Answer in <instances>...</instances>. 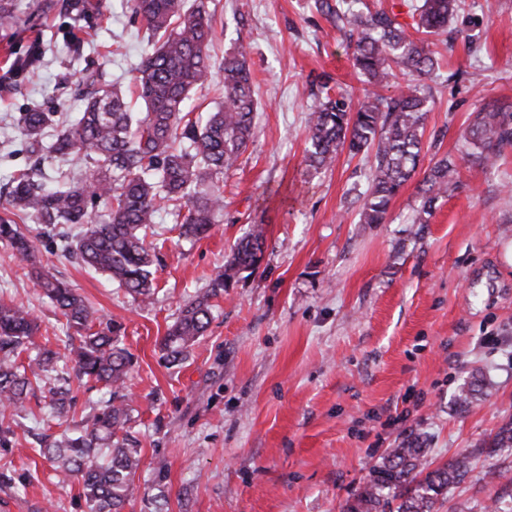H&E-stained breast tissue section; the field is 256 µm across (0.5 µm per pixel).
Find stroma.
I'll use <instances>...</instances> for the list:
<instances>
[{
    "mask_svg": "<svg viewBox=\"0 0 512 512\" xmlns=\"http://www.w3.org/2000/svg\"><path fill=\"white\" fill-rule=\"evenodd\" d=\"M16 2L0 20V216L7 181L30 162L13 118L32 108L76 117L86 71L125 87L151 50L125 0H95L77 57L67 0ZM206 5L214 59L250 46L257 102L255 136L224 178L223 217L192 243L159 214L147 236L160 258L148 305L49 242L39 258L123 325L134 356L127 430L142 464L123 512H340L401 441L422 440L436 467L512 420V146L491 168L461 162L428 223L414 221L425 171L459 157L485 102L512 104V0H465L454 41L438 43L422 161L382 224L358 221L369 159L344 152L319 172L305 163L321 75L337 92L362 87L335 19L315 0ZM29 57L33 82L15 73ZM254 224L265 229L259 269L225 289L187 358L166 364L162 337ZM9 254L0 242V297L29 307L42 335L62 334L63 318ZM482 377L490 387L459 408L458 387ZM41 418L29 402L0 446V512H91L81 485L62 484L37 454ZM510 497L512 457L483 455L440 512Z\"/></svg>",
    "mask_w": 512,
    "mask_h": 512,
    "instance_id": "stroma-1",
    "label": "stroma"
}]
</instances>
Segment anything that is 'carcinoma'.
<instances>
[{"label":"carcinoma","instance_id":"carcinoma-1","mask_svg":"<svg viewBox=\"0 0 512 512\" xmlns=\"http://www.w3.org/2000/svg\"><path fill=\"white\" fill-rule=\"evenodd\" d=\"M141 19L152 52L136 68L134 93L143 111L136 112L127 93L87 72L78 86L85 107L73 122L51 112H21L15 125L34 157L11 179V207L37 221L36 234L0 217V242L12 257L29 267L43 297L65 319V334L36 345L40 326L29 310L0 298V446L14 434L12 424L27 411L33 385L68 368L61 385L49 387L48 418L67 421L77 388L98 385L108 394L74 429L43 438L40 453L52 460L64 480L78 481L92 512H122L133 493L140 468L138 450L127 447L119 432L130 421L131 406L123 390L133 356L123 342V326L104 322L86 299L66 281L45 270L38 243L47 239L74 263L100 272L146 304L156 291L158 256L147 244L157 214L178 219L179 236L200 240L224 213V173L234 168L254 134L255 100L249 52L243 44L213 60L212 17L205 0H126ZM462 0H421L416 6L417 37L387 11H371L365 0H340L321 7L336 14L346 48L364 84L362 96L325 95L311 113L305 162L319 172L343 150L372 154L360 224H383L393 197L416 171L430 112L422 78L439 67L431 37L448 33ZM223 76L219 102L193 115L186 109L193 90ZM403 78L398 92L379 89ZM62 129L44 145L45 130ZM512 144V105L492 100L478 112L464 137V156L472 165L491 166ZM55 159L53 184L43 164ZM458 166L451 157L434 163L422 182L416 224L428 223L436 203L457 184ZM264 228L254 224L235 244L224 267L183 306L161 340L163 358L178 364L207 331L212 300L224 295L234 279L253 274L262 260ZM486 379L461 386L457 404L467 407L488 387ZM512 456V421L471 452H460L428 470L426 449L407 440L388 451L369 479L341 506V512H439L446 495L474 470L482 453Z\"/></svg>","mask_w":512,"mask_h":512}]
</instances>
